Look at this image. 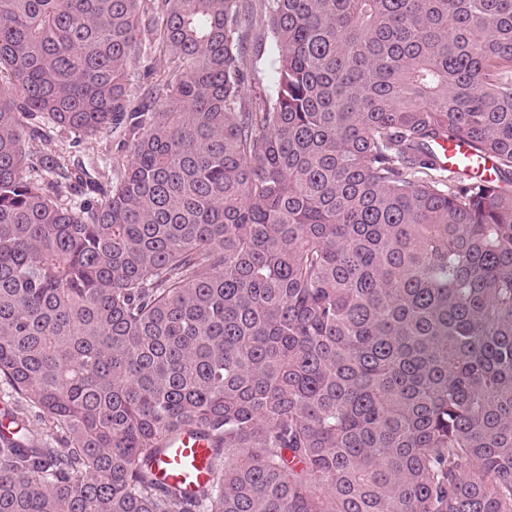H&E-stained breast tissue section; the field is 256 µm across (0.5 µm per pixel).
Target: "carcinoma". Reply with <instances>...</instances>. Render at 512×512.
Wrapping results in <instances>:
<instances>
[{
  "label": "carcinoma",
  "instance_id": "obj_1",
  "mask_svg": "<svg viewBox=\"0 0 512 512\" xmlns=\"http://www.w3.org/2000/svg\"><path fill=\"white\" fill-rule=\"evenodd\" d=\"M140 8L0 0V512H512V0H162L135 110ZM169 66L168 57L156 47L145 51L130 68L128 79V105L138 108L149 101L153 88ZM251 57H247L244 66L247 72L248 79L245 83L244 92L247 98H252V89L266 88L273 86L276 80V65L274 64V56L266 54L264 58L257 64L252 63ZM45 124V123H44ZM45 131L52 134L55 141L63 148L66 160L70 161V167L76 169L82 165L87 169L97 172V177L103 185L109 187L116 184V174L112 166L126 164L132 158L133 146L128 135L122 128H112V131L104 132L96 137L82 142L79 146L71 147L74 135L57 128L52 124L43 126ZM75 162V165H73ZM114 173V174H113ZM442 153L447 159L446 165L451 169L465 175L474 174L479 177L494 181L497 179V161L489 156L479 159V163L472 167L467 160L472 155V149L463 140L457 139L451 142L442 143ZM156 463V479L162 484H181L188 493H193L209 479V458L207 445L183 435L174 442Z\"/></svg>",
  "mask_w": 512,
  "mask_h": 512
}]
</instances>
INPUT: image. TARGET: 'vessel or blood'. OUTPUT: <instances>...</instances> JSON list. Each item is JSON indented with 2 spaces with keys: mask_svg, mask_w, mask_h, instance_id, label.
Wrapping results in <instances>:
<instances>
[{
  "mask_svg": "<svg viewBox=\"0 0 512 512\" xmlns=\"http://www.w3.org/2000/svg\"><path fill=\"white\" fill-rule=\"evenodd\" d=\"M442 153L451 169L491 181L497 178V162L492 157H484L477 165H469L472 150L463 140L444 143ZM209 458L208 447L203 441L185 435L160 456L154 468L155 476L160 483L179 484L186 492L193 493L209 479Z\"/></svg>",
  "mask_w": 512,
  "mask_h": 512,
  "instance_id": "vessel-or-blood-1",
  "label": "vessel or blood"
}]
</instances>
